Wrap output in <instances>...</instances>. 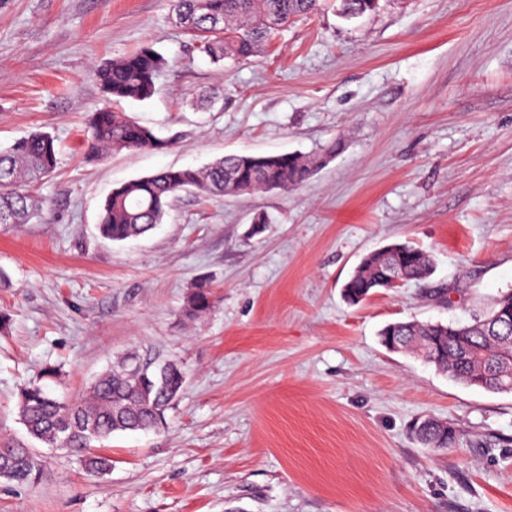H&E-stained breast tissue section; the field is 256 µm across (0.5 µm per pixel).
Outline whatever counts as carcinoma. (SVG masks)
<instances>
[{
    "label": "carcinoma",
    "instance_id": "obj_1",
    "mask_svg": "<svg viewBox=\"0 0 512 512\" xmlns=\"http://www.w3.org/2000/svg\"><path fill=\"white\" fill-rule=\"evenodd\" d=\"M322 0H173L179 23L191 36L193 49L213 63L245 61L259 56L273 35L295 18L311 15ZM336 12L346 21L379 9V0H336ZM167 59L150 45L116 58L94 70L108 105L88 116L85 152L98 158L106 150L170 148L172 141L114 105L151 97ZM336 145L323 153L302 157L226 155L209 166L165 168L114 188L100 215V233L121 242L138 237L161 223L165 208L178 192L194 188L203 196L250 194L261 189L294 188L308 180ZM54 138L35 132L0 149V224H26L34 214V189L57 168ZM432 260L408 244H391L369 253L343 285V295L358 304L380 288L390 289L394 272L402 280L424 281L432 274ZM210 284L198 283L188 297L184 316L195 319L212 304ZM382 346L412 352L449 378L493 393L512 392V293L502 294L486 317L471 324L396 321L379 332ZM185 384L182 367L167 361L150 369L129 359L100 373L89 397L67 401L32 382L19 389L18 413L28 435L48 448H65L81 458L86 473L103 475L112 459L89 452L92 443L126 431L160 428L165 412ZM412 433L426 448L443 452L457 442V430L432 418L416 422ZM12 470L3 478L20 485L40 480L42 464L30 448L9 449Z\"/></svg>",
    "mask_w": 512,
    "mask_h": 512
}]
</instances>
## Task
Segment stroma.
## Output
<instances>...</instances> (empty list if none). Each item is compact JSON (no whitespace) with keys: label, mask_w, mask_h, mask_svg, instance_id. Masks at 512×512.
Returning a JSON list of instances; mask_svg holds the SVG:
<instances>
[{"label":"stroma","mask_w":512,"mask_h":512,"mask_svg":"<svg viewBox=\"0 0 512 512\" xmlns=\"http://www.w3.org/2000/svg\"><path fill=\"white\" fill-rule=\"evenodd\" d=\"M149 43L168 61L121 108L172 146L90 161L93 69ZM55 139L32 220L0 224V447L35 449L36 485L0 478V512H512V393L464 386L379 342L390 322L467 323L512 289V0H334L265 52L216 66L170 0H0V149ZM342 149L301 186L178 193L161 224L114 242L113 188L230 154ZM411 242L425 281L357 305L361 259ZM214 303L190 320L195 285ZM178 362L163 428L96 445L112 470L28 437L21 384L47 366L69 399L117 357ZM453 425L454 447L411 426ZM336 12L346 21L375 13L379 9V0H336ZM412 433L418 443L440 452L448 450L457 442L455 427L432 418L417 421L412 428Z\"/></svg>","instance_id":"1"}]
</instances>
